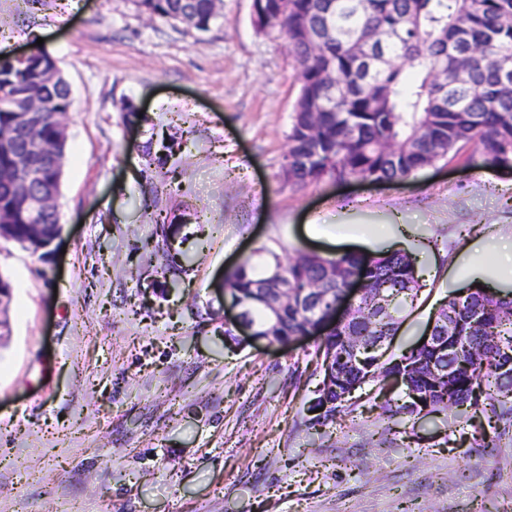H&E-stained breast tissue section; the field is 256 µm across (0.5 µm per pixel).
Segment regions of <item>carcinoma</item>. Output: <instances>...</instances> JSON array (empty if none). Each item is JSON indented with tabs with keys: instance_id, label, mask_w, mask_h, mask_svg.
Wrapping results in <instances>:
<instances>
[{
	"instance_id": "carcinoma-1",
	"label": "carcinoma",
	"mask_w": 512,
	"mask_h": 512,
	"mask_svg": "<svg viewBox=\"0 0 512 512\" xmlns=\"http://www.w3.org/2000/svg\"><path fill=\"white\" fill-rule=\"evenodd\" d=\"M137 10L210 31L215 0H132ZM282 11L253 15L259 32L279 29L301 73L282 174L298 188L326 176L338 181L403 180L456 158L472 169L512 166V0H274ZM322 33L313 49L308 32ZM43 48L20 62L0 60V136L13 131L16 109L36 103L30 123L53 150L22 159L0 141V238L48 248L60 234L56 211L34 221L30 198L59 194L66 137L58 114L71 105L62 76ZM336 75L331 86L326 76ZM37 166L40 177L28 181ZM159 185L149 182L139 208H156ZM40 228H35L34 224ZM354 277L365 300L389 301L364 315L329 324L317 345L322 387L311 426L336 423L351 394L377 383L380 409L398 425L416 426L451 408L483 402L512 423V298L468 288L440 309L447 337L435 334L398 356L378 358L354 347L361 336L395 334L401 313L414 308L423 284L415 261L400 251L360 256L304 254L286 266L278 258L258 271L245 261L225 286L250 320L277 340L309 333L325 322L332 303ZM489 379L481 389L482 379Z\"/></svg>"
}]
</instances>
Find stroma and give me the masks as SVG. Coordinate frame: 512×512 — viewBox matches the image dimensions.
<instances>
[{"label":"stroma","mask_w":512,"mask_h":512,"mask_svg":"<svg viewBox=\"0 0 512 512\" xmlns=\"http://www.w3.org/2000/svg\"><path fill=\"white\" fill-rule=\"evenodd\" d=\"M219 10L201 34L131 0H0L11 56L44 31L72 98L59 239L45 256L0 239V512H512V429L479 444L489 406L394 434L365 395L310 429L317 336L252 344L225 335L223 306L246 260L401 251L424 289L399 353L472 270L512 294L492 255L512 247V171L454 160L400 183L289 185L298 65L256 31L252 0ZM128 100L144 123H123ZM162 137L180 144L163 229L134 204Z\"/></svg>","instance_id":"1"}]
</instances>
